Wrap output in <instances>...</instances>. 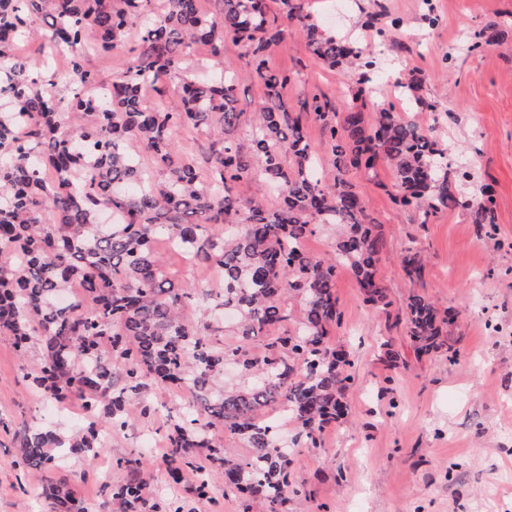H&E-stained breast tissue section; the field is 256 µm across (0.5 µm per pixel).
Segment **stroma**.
<instances>
[{"label":"stroma","instance_id":"stroma-1","mask_svg":"<svg viewBox=\"0 0 512 512\" xmlns=\"http://www.w3.org/2000/svg\"><path fill=\"white\" fill-rule=\"evenodd\" d=\"M308 11L325 31L360 37L373 54L376 112L394 103L392 78L413 73L419 96L436 101L437 112L416 120L448 157V177L468 172L466 195L484 186L494 191L496 225L473 223L469 211H441L429 223L397 209L388 189L392 171H351L347 179L367 212L381 224L385 250L378 277L393 305L383 313L368 307L353 273L336 269V296L343 311L333 331L334 347L350 352L354 381L344 422L327 429L321 448L303 450L296 470L307 498L298 512H512V0H308ZM484 31L480 51H470L473 31ZM224 59L243 75L239 107L262 106L264 89L247 79V48L227 44ZM271 69H302L288 84V103L311 90L349 101L348 74L314 59L302 33L286 26L268 56ZM416 242L427 258L422 282L402 276L398 257ZM433 298L454 312L449 341L455 361L441 353L415 354L396 320L411 292ZM41 357L39 345L19 356L0 336V420H26L70 432L78 413L66 417L35 403L23 375ZM150 401L158 417L129 409L127 425L115 431L111 448L93 465L70 458L64 471L88 512H107L101 483L117 459L141 457L142 474L161 512H242L236 494L215 482L212 500L197 501L190 486L173 482L166 463L145 443L163 439V414L181 402L165 387ZM13 441L0 438V512H47L38 486L21 493Z\"/></svg>","mask_w":512,"mask_h":512}]
</instances>
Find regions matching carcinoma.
<instances>
[{"label":"carcinoma","instance_id":"carcinoma-1","mask_svg":"<svg viewBox=\"0 0 512 512\" xmlns=\"http://www.w3.org/2000/svg\"><path fill=\"white\" fill-rule=\"evenodd\" d=\"M277 2L275 11L270 0H222V10L208 16L199 0H166L161 12L153 0H0V76L15 92L13 104L0 102V336L13 339L21 355L38 337L40 362L25 374L35 402L77 398L86 413L73 434L0 421L19 448L18 466L38 474L49 512H85L63 477L62 455L92 465L101 428H125L132 403L150 414L147 396L159 384L188 400L167 422L174 481L204 459L211 471L194 488L198 500L222 479L224 488L248 493L244 512H253L255 499L263 512H288L306 494L293 469L295 449L322 447L325 428L348 414L353 362L329 344L342 320L336 264L352 271L364 302L391 307L377 278L379 225L346 175L373 173L383 161L393 172L392 203L418 212L421 223L445 209H467L474 223L496 224L491 191L476 202L461 197L448 182L445 153L414 119L392 106L366 118L369 54L311 22L305 0ZM46 13L40 47L72 57L63 89L47 71L33 76L36 58L13 52L30 19ZM285 21L325 66L360 69L346 111L320 91L298 101L296 111L288 106L284 87L301 70L287 75L266 65ZM132 29L139 35L134 55L110 83H99L87 56L111 51ZM228 41L250 48V77L265 90L247 151L236 140L244 118L237 76L215 81L205 68L184 69L199 44L212 66L224 68ZM175 75L183 107L171 112L162 100ZM401 87L409 110L436 109L415 95V79ZM147 88L154 93L148 104ZM301 112L313 113L325 134L336 170L331 184L323 182ZM187 129L210 138L203 166L179 151L178 135ZM253 178L255 192L239 197L236 183ZM268 187L280 197L275 208ZM325 227L335 234L329 257L306 249ZM159 240L188 266L216 268L220 287L173 284ZM400 268L405 279H422L416 245L403 250ZM75 279L85 284L83 296L60 305ZM189 307L201 313L202 327L185 323ZM407 308L413 347L455 360L444 338L455 316L421 294L409 296ZM226 310L236 320L231 345L221 340ZM284 323L292 324L288 334H270ZM226 362L238 367L243 385L224 386ZM271 407L294 426L288 449L275 444L278 425L263 418ZM224 434L245 441L251 455H231ZM116 469L120 476L102 484L108 512H151L139 458H122Z\"/></svg>","mask_w":512,"mask_h":512}]
</instances>
